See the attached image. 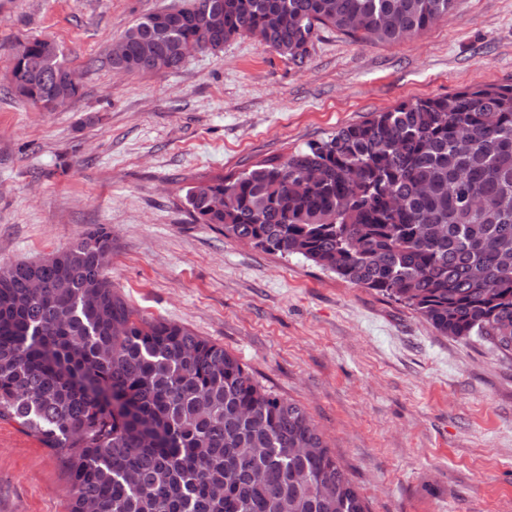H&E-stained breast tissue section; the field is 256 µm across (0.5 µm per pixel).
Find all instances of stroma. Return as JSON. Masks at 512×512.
I'll return each mask as SVG.
<instances>
[{
	"instance_id": "35a3bbf8",
	"label": "stroma",
	"mask_w": 512,
	"mask_h": 512,
	"mask_svg": "<svg viewBox=\"0 0 512 512\" xmlns=\"http://www.w3.org/2000/svg\"><path fill=\"white\" fill-rule=\"evenodd\" d=\"M188 0H0V267L103 225L109 273L141 315L185 325L301 404L370 512H512V361L440 335L412 310L298 256L194 223L192 179L242 171L368 113L512 83V0H457L423 35L356 43L333 31L294 64L253 38L182 67L107 64L138 18ZM82 73L48 111L5 73L28 38ZM57 456L0 422V512H69Z\"/></svg>"
}]
</instances>
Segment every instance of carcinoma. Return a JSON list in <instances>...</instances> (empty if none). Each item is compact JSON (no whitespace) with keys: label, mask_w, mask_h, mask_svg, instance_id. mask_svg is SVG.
<instances>
[{"label":"carcinoma","mask_w":512,"mask_h":512,"mask_svg":"<svg viewBox=\"0 0 512 512\" xmlns=\"http://www.w3.org/2000/svg\"><path fill=\"white\" fill-rule=\"evenodd\" d=\"M456 0H189L139 18L111 67L175 71L178 48L216 52L258 33L296 64L321 30L354 42L420 36ZM157 57L141 62L140 42ZM11 91L47 110L73 72L57 44L18 42ZM197 224L410 308L443 336L512 359V84L404 102L239 174L194 180ZM86 233L0 268V421L65 466L70 512H368L299 403L223 346L136 313Z\"/></svg>","instance_id":"cac0c4a2"}]
</instances>
